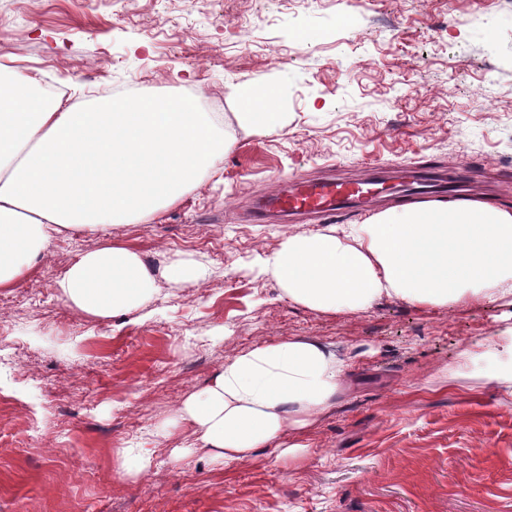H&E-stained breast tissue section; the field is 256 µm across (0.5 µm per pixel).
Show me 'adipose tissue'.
<instances>
[{"label":"adipose tissue","instance_id":"obj_1","mask_svg":"<svg viewBox=\"0 0 512 512\" xmlns=\"http://www.w3.org/2000/svg\"><path fill=\"white\" fill-rule=\"evenodd\" d=\"M233 96L242 127L281 124L280 91L250 80ZM229 143L196 97L106 96L91 104L44 98L16 59L0 61V291L27 278L62 235L87 233L56 286L73 309L98 318L144 311L158 279L179 288L208 280L203 256L149 264L113 238L120 224L149 220L216 175ZM253 270L288 299L317 312L366 311L394 296L420 307L512 305V210L487 202L431 201L390 209L343 234L283 237ZM488 363V379L512 383V332L463 351L457 369ZM347 363L300 337L254 346L225 362L158 429L189 427L202 457L245 462L259 449L296 458L302 437L336 401Z\"/></svg>","mask_w":512,"mask_h":512}]
</instances>
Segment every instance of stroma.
<instances>
[{"mask_svg":"<svg viewBox=\"0 0 512 512\" xmlns=\"http://www.w3.org/2000/svg\"><path fill=\"white\" fill-rule=\"evenodd\" d=\"M91 103L190 92L224 116L219 172L116 235L152 265L205 255L196 288L161 285L146 319L73 312L56 280L101 241L55 239L0 291V512H512V392L448 367L512 330V309L384 297L319 313L250 272L292 221L253 224L262 196L328 168L384 179L361 224L404 206L412 168L480 174L512 206V0H0V60ZM281 93L282 127L240 126L233 87ZM303 337L348 356L301 458L223 466L191 433L157 435L225 361ZM151 438L150 474L119 480L113 448Z\"/></svg>","mask_w":512,"mask_h":512,"instance_id":"35a3bbf8","label":"stroma"}]
</instances>
